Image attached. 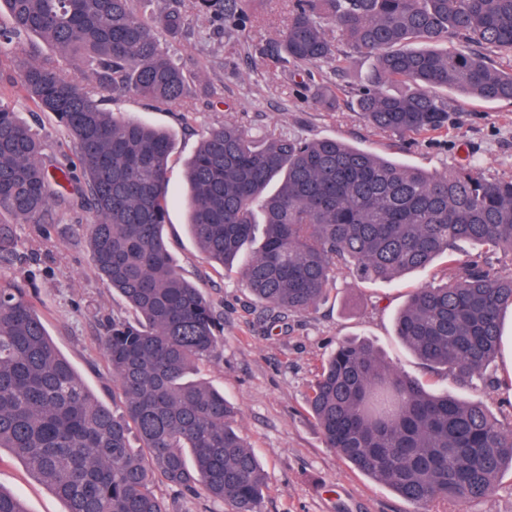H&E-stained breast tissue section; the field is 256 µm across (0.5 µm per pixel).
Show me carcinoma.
<instances>
[{
  "instance_id": "1",
  "label": "carcinoma",
  "mask_w": 512,
  "mask_h": 512,
  "mask_svg": "<svg viewBox=\"0 0 512 512\" xmlns=\"http://www.w3.org/2000/svg\"><path fill=\"white\" fill-rule=\"evenodd\" d=\"M241 2L169 0L144 17L133 0H0L10 17L0 27V78L15 73L23 98L55 115L83 177L67 193L73 171L49 168L43 142L0 105V215L45 232L56 211L85 209L93 268L134 315L112 318L103 338L117 383L108 406L57 349L26 289L0 268V449L66 512H178L156 495L158 483L178 498L202 490L231 512H260L265 475L235 429L238 412L193 378L221 337L211 302L181 275L165 241L174 139L102 108L109 93L158 108L184 100L193 59H172L158 30L187 36L190 11L231 22ZM29 35L56 58L21 52ZM450 38L465 47L439 48ZM475 46L512 53V0H295L277 53L298 67L330 62L342 72L356 54L371 59L372 74L355 88L358 110L374 130L405 136L448 125L441 90L512 101V69L496 68ZM186 182L188 228L209 260L229 267L256 246L243 279L272 329L323 301L338 269L389 282L447 255L446 282L411 290L395 331L432 369L452 371L456 389L432 393L372 345L343 341L308 406L326 447L412 504L446 500L466 512L495 490L512 469V428L466 389L501 354L512 276L456 254L463 243L512 254V178L464 166L430 174L338 139H253L225 124L188 160ZM16 247L1 223L0 263ZM0 512L27 510L0 488Z\"/></svg>"
}]
</instances>
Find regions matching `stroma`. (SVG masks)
<instances>
[{
	"instance_id": "obj_1",
	"label": "stroma",
	"mask_w": 512,
	"mask_h": 512,
	"mask_svg": "<svg viewBox=\"0 0 512 512\" xmlns=\"http://www.w3.org/2000/svg\"><path fill=\"white\" fill-rule=\"evenodd\" d=\"M289 6L290 0H255L245 8L240 27L196 17L192 39L165 38L171 54L200 62L190 74L186 101L159 109L125 94L106 96L103 106L174 136L165 237L179 271L212 301L224 328L221 346L199 364L197 376L223 390L239 410L236 429L267 480L261 512H415L414 505L325 447L307 396L322 364L342 341L371 343L426 389L453 387L450 376L423 364L394 330L411 289L444 283L447 258L392 282H367L351 269L339 270L335 286L317 307L289 314L284 326L269 328L244 285L249 254L225 269L210 263L191 238L185 164L209 129L233 123L252 136L275 131L300 139H340L431 173L471 166L483 176L507 178L512 177V102L452 91L447 129L402 138L375 133L351 105L352 89L369 70V60L354 58L344 76L330 63L295 75L282 72L276 46L288 25ZM318 85L335 91V107L314 102ZM0 103L44 139L52 164H65L63 129L51 115L25 103L15 79L0 80ZM88 220L80 209L59 211L46 238L36 225H16L17 256L9 272L30 292L57 349L108 404L113 383L101 338L105 322L127 316L128 310L92 266ZM0 487L21 498L27 512H65L64 503L6 449L0 451Z\"/></svg>"
}]
</instances>
